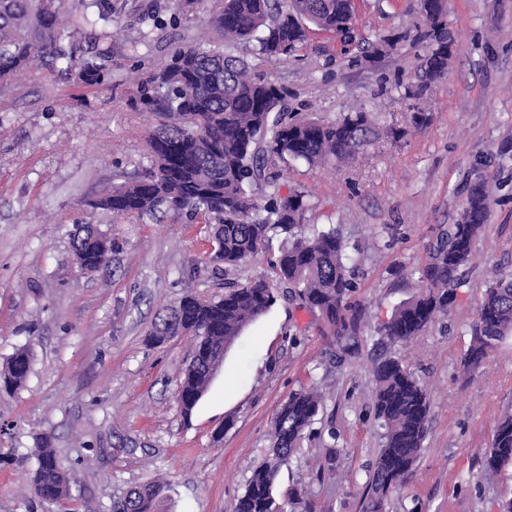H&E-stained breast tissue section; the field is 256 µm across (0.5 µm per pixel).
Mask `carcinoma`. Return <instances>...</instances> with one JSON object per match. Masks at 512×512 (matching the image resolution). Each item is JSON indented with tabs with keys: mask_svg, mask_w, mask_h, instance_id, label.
<instances>
[{
	"mask_svg": "<svg viewBox=\"0 0 512 512\" xmlns=\"http://www.w3.org/2000/svg\"><path fill=\"white\" fill-rule=\"evenodd\" d=\"M431 2L423 27L412 38L421 76L414 96L447 75L452 55L446 0ZM86 32L62 24L66 0H0V88L32 67L57 72L82 86L112 79L115 34L100 27L112 21V0H72ZM208 22L221 44L205 50L181 47L170 61L150 70L129 99L136 112L151 116L146 137L150 166L103 190L93 208L115 218L140 222L162 214L184 215L213 228V270L226 271L257 257L280 240L273 276L233 287L219 299L186 294L158 315L150 339L191 336L195 348L182 372L177 400L184 416L208 391L228 349L251 323L276 302L278 290L319 312L336 337L340 357L358 352L362 318L351 302L357 283L336 228L307 231L311 209L306 192L281 193L276 162L309 167L342 163L355 157L377 136L369 113L344 112L334 122L301 116L288 104V89L252 73L247 61L224 47L256 44L270 61L303 49L309 33H327L362 56L378 55L390 46L373 43L355 26V0H213ZM489 213L483 180L467 191L456 223L439 232L418 269L419 291L400 304L379 327L380 343L404 344L423 333L455 303L466 285L459 272L474 261V243ZM107 238L93 225L78 227L72 252L82 261L102 262ZM470 345L462 365L477 370L508 336H512V274L496 273L485 282L484 298L470 327ZM30 345L17 348L0 368V391L22 385L31 370ZM372 407L382 428L381 448L369 477L370 496L364 512H383L387 496L401 486L417 462L427 433L430 397L426 387L401 358L387 356L372 363ZM321 395L312 389L292 392L272 426L273 461L256 466L236 512H280L274 492L279 465L296 451L318 415ZM512 470V414L502 417L483 460L487 477ZM69 481L56 451L37 449L33 487L46 512H55L68 496ZM152 485L135 486L117 500L113 512H156Z\"/></svg>",
	"mask_w": 512,
	"mask_h": 512,
	"instance_id": "cac0c4a2",
	"label": "carcinoma"
}]
</instances>
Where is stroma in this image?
I'll return each mask as SVG.
<instances>
[{
	"instance_id": "35a3bbf8",
	"label": "stroma",
	"mask_w": 512,
	"mask_h": 512,
	"mask_svg": "<svg viewBox=\"0 0 512 512\" xmlns=\"http://www.w3.org/2000/svg\"><path fill=\"white\" fill-rule=\"evenodd\" d=\"M112 3L117 84L78 88L42 70L0 93V365L27 343L33 354L24 385L0 394V512H44L32 473L45 444L67 472L72 512H112L116 497L142 484L160 485L157 512H235L270 457L281 403L312 384L324 410L280 467L275 491L290 498L287 512H363L380 450L368 370L384 351L412 366L431 400L420 456L384 512H493L512 498L511 475L480 473L497 421L512 412V338L476 374L462 367L485 277L496 267L512 273V0H447L452 59L421 99L406 93L420 0H357L365 37L396 41L372 59H354L324 34L273 63L255 45L233 47L284 85L297 111L332 121L360 108L375 120L380 134L354 163L275 167L283 188L308 192L311 229L341 231L363 321L356 357L340 364L318 312L279 296L226 353L188 418L176 393L193 341L151 342L157 313L186 292L220 296L225 283L270 275V258L215 273L204 263L207 225L116 220L91 208L146 163L152 120L128 105L139 79L174 49L215 40L205 0L155 30L139 20L142 0ZM417 112L431 115L418 131ZM477 178L491 206L467 287L422 335L381 348L377 327L416 293V268ZM76 224L112 240L109 263L82 276L68 236Z\"/></svg>"
}]
</instances>
